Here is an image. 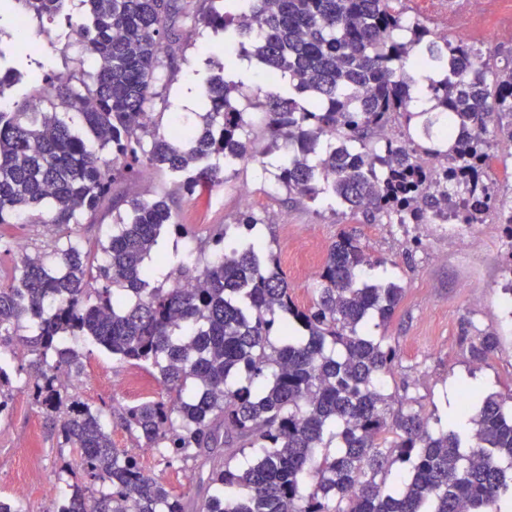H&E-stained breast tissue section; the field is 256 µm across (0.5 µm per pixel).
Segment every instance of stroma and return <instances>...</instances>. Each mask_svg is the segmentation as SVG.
Returning a JSON list of instances; mask_svg holds the SVG:
<instances>
[{"label":"stroma","instance_id":"obj_1","mask_svg":"<svg viewBox=\"0 0 512 512\" xmlns=\"http://www.w3.org/2000/svg\"><path fill=\"white\" fill-rule=\"evenodd\" d=\"M408 14L430 29L455 33L467 18L469 0H402ZM176 73L165 93L166 115L189 116L180 108L185 99L198 98L201 81L211 74L209 57L224 54V36L198 22H186L170 39ZM253 162L238 166L231 182L209 195L191 199L176 194L165 170L154 169L132 182L119 185L126 196L170 193L179 223L191 225L195 239L168 233L159 241L167 254L193 255L197 239L208 237L216 224L236 223L240 207L235 196L238 185H248L254 194L252 207L260 218L258 230L263 248L280 250L285 230L326 251L336 236L354 232L367 253L384 259L375 276L396 282L404 297L384 334L397 350L392 368L384 375L383 390L400 398L410 397L427 418H447L458 402V389L469 385L481 395L512 396V300L503 288L512 280L507 261L512 241L492 221L478 225L479 239L472 251L460 250L453 235L424 224L368 223L362 214L337 206L332 195L316 200H294L277 187L264 161L267 144L261 115H254L250 131ZM55 233L44 224L14 225L6 241L11 251L0 249V270L9 271L18 258L13 246L23 242L28 254L50 253ZM495 331L500 344L482 365L470 360L469 345L478 332ZM86 356L85 375L74 397L99 409L112 427V445L124 452L134 447L130 434L121 427L125 407L136 402L126 392L124 380L132 368L111 353L78 341ZM74 454L61 445L55 423L31 401L23 384H16L12 408L0 416V499L10 501L17 512H55L70 492L69 478L61 477L65 461ZM144 470L176 492L193 494L197 471L192 464L168 466L160 456L140 461Z\"/></svg>","mask_w":512,"mask_h":512}]
</instances>
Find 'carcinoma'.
Instances as JSON below:
<instances>
[{"label":"carcinoma","mask_w":512,"mask_h":512,"mask_svg":"<svg viewBox=\"0 0 512 512\" xmlns=\"http://www.w3.org/2000/svg\"><path fill=\"white\" fill-rule=\"evenodd\" d=\"M69 0H0V13L42 22ZM97 62L93 84L46 71L11 50L18 27L0 28V227L37 220L58 229L49 263L27 253L0 279V413L13 390L14 343L29 324L33 403L59 422L62 444L86 480L57 512H501L512 503V403L464 386L442 427L413 410L388 422L380 377L396 351L374 335L402 300L399 285L367 276L384 260L341 232L328 248L312 303L298 305L279 258L259 246L246 214L237 248L229 225L199 240L197 257L157 251L167 232L188 236L170 196L112 198L122 181L160 167L190 198L228 182L254 159L238 85L207 81L189 122L152 111L166 80L177 0H86ZM203 20L224 34V56L254 59L265 83L267 154L289 197L331 193L336 204L388 224H432L448 213L480 224L492 213L512 240V206L483 189L490 154L483 134L498 116L512 144V63L451 39L440 42L399 0H204ZM429 107L417 110L419 96ZM399 121L392 147L380 129ZM434 161L425 168L421 154ZM112 211L96 248L72 226ZM156 258L155 264L149 259ZM172 266L166 279L156 273ZM84 338L138 368L159 369L165 397L124 409L136 444L198 463L202 503L145 474L112 448L100 411L68 395L60 379L85 373ZM493 330L471 342L475 365L498 348ZM336 448L323 453L325 437ZM255 452L245 467L238 456ZM396 481L388 483L394 466ZM315 478L303 493L306 477Z\"/></svg>","instance_id":"obj_1"}]
</instances>
